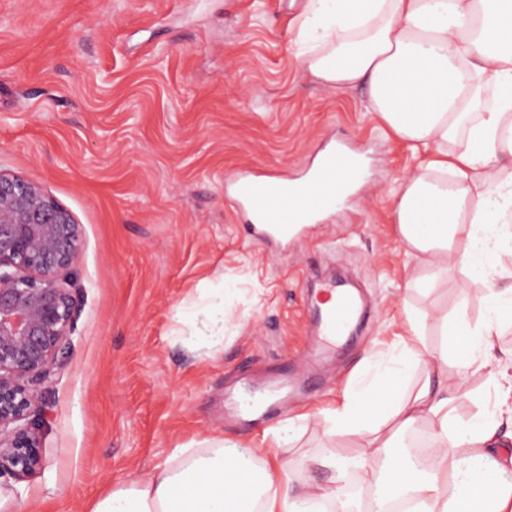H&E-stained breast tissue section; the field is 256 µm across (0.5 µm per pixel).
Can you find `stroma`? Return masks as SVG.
Masks as SVG:
<instances>
[{
	"label": "stroma",
	"mask_w": 512,
	"mask_h": 512,
	"mask_svg": "<svg viewBox=\"0 0 512 512\" xmlns=\"http://www.w3.org/2000/svg\"><path fill=\"white\" fill-rule=\"evenodd\" d=\"M292 0H0V168L38 177L82 227L80 311L29 412L35 473L0 477V512H89L180 446L267 447L293 424L290 458L365 441L330 433L369 357L406 315L484 314L487 280L461 265L427 291L422 256L389 193L429 160L368 111L358 89L316 81L296 57ZM366 146L360 187L289 248L262 239L231 177L295 178L331 142ZM349 277L366 317L305 366L318 297ZM234 315L212 334V309ZM306 372L285 413L229 415L254 374Z\"/></svg>",
	"instance_id": "obj_1"
}]
</instances>
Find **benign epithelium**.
Listing matches in <instances>:
<instances>
[{
  "mask_svg": "<svg viewBox=\"0 0 512 512\" xmlns=\"http://www.w3.org/2000/svg\"><path fill=\"white\" fill-rule=\"evenodd\" d=\"M81 247L80 224L38 178L0 169V476L42 465L28 415L79 311Z\"/></svg>",
  "mask_w": 512,
  "mask_h": 512,
  "instance_id": "1",
  "label": "benign epithelium"
}]
</instances>
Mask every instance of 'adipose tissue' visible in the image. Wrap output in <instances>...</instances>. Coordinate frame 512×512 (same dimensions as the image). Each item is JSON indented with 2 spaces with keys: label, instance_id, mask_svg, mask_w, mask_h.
Returning a JSON list of instances; mask_svg holds the SVG:
<instances>
[{
  "label": "adipose tissue",
  "instance_id": "1",
  "mask_svg": "<svg viewBox=\"0 0 512 512\" xmlns=\"http://www.w3.org/2000/svg\"><path fill=\"white\" fill-rule=\"evenodd\" d=\"M297 42L312 76L336 89H365L387 127L439 156L391 190L394 220L423 255L431 280L449 265L504 278L489 283L485 315L458 314L447 339L428 349L418 320L386 362L362 373L336 409V431L368 439L353 460L308 457L325 482H292L283 447L216 444L177 448L130 487L100 498L91 512H326L355 464L368 489L405 498L410 512H469L463 492L478 488L488 512H512V349L498 347L503 310L512 309V0H307ZM423 378L409 396L397 386L412 366ZM484 372L495 409L457 418L449 372ZM428 424L426 467L391 453L395 431Z\"/></svg>",
  "mask_w": 512,
  "mask_h": 512
}]
</instances>
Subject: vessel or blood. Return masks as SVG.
I'll list each match as a JSON object with an SVG mask.
<instances>
[{
	"instance_id": "1",
	"label": "vessel or blood",
	"mask_w": 512,
	"mask_h": 512,
	"mask_svg": "<svg viewBox=\"0 0 512 512\" xmlns=\"http://www.w3.org/2000/svg\"><path fill=\"white\" fill-rule=\"evenodd\" d=\"M356 149L331 143L294 184H275L242 172L233 192L239 208L250 221L262 224L273 237L288 242L297 238L304 225L316 223L349 192L354 177ZM358 311L357 299L338 291L336 305L325 312L319 324L322 336L343 335Z\"/></svg>"
}]
</instances>
